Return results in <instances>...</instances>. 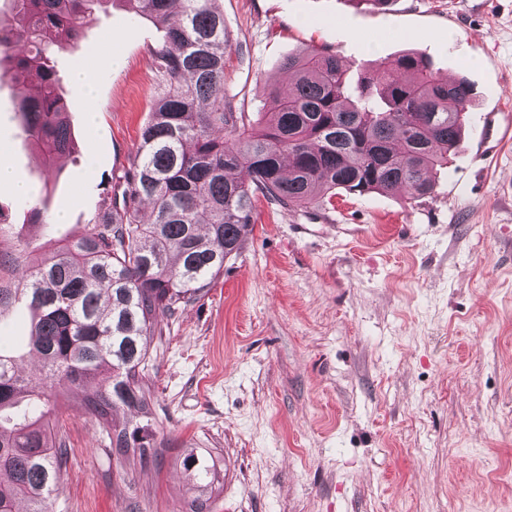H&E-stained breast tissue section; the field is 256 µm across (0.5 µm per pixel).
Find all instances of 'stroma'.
Listing matches in <instances>:
<instances>
[{"label":"stroma","instance_id":"35a3bbf8","mask_svg":"<svg viewBox=\"0 0 512 512\" xmlns=\"http://www.w3.org/2000/svg\"><path fill=\"white\" fill-rule=\"evenodd\" d=\"M231 46L224 91L249 116L291 54L325 49L349 75L421 51L473 88L463 139L434 192H337L330 205L258 201L241 250L200 300L162 315L144 373L157 461L116 454L70 395L51 512H186L187 451L220 459L210 512H512V0H215ZM148 19L109 7L60 55L76 148L44 160L0 80V253L33 263L89 229L127 167L154 92ZM96 64L97 127L71 72ZM40 204L47 221L31 224ZM65 222H55L58 212Z\"/></svg>","mask_w":512,"mask_h":512}]
</instances>
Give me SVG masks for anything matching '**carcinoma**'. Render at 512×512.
Listing matches in <instances>:
<instances>
[{
    "mask_svg": "<svg viewBox=\"0 0 512 512\" xmlns=\"http://www.w3.org/2000/svg\"><path fill=\"white\" fill-rule=\"evenodd\" d=\"M116 1L162 29L156 91L92 228L33 268L17 252L14 266L30 274L21 288H0V304L23 299L33 312L28 353L40 359L25 373L0 346V512H17L21 500L27 512H48L64 445L52 417L73 388L86 391L83 404L117 453L158 456L141 368L157 318L199 299L224 273L256 202L319 207L338 189L428 196L471 101L465 80L437 79L417 51L354 79L322 49L288 57L291 89L268 84L273 106L248 125L224 92L229 36L213 0H12L13 23L0 25V76L38 81L16 113L21 134L46 157L74 145L57 56ZM119 408L137 420L115 423ZM182 464L201 479L189 512H206L220 468L193 452Z\"/></svg>",
    "mask_w": 512,
    "mask_h": 512,
    "instance_id": "obj_1",
    "label": "carcinoma"
}]
</instances>
